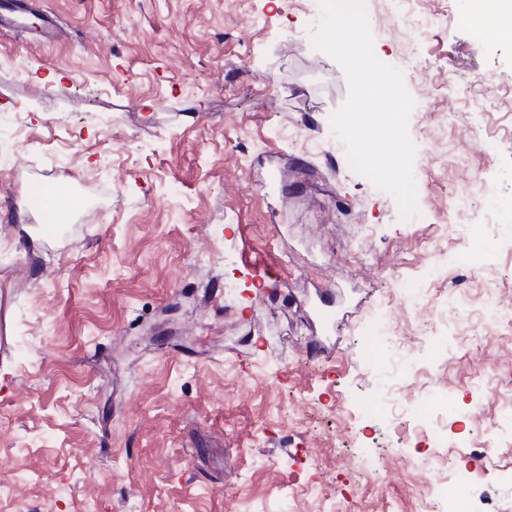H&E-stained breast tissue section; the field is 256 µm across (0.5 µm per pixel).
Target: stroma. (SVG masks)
Returning <instances> with one entry per match:
<instances>
[{
    "instance_id": "obj_1",
    "label": "stroma",
    "mask_w": 512,
    "mask_h": 512,
    "mask_svg": "<svg viewBox=\"0 0 512 512\" xmlns=\"http://www.w3.org/2000/svg\"><path fill=\"white\" fill-rule=\"evenodd\" d=\"M468 2L417 0L439 23L416 40L366 0L376 57L412 56L406 86L429 102L408 121L406 220L325 144L347 82L311 47L318 0H32L62 40L0 30V131L26 132L0 158V512H324L311 490L331 481L356 512H422L433 451L373 410L390 354L365 338L396 279L459 249L443 200L468 172L491 180L501 221L466 302L512 283V43L483 36ZM55 184L85 201L71 223L54 221ZM36 202L43 235L15 246ZM257 258L275 275L255 277ZM323 283L342 329L312 367L299 354ZM434 310L394 316L421 365L398 398L476 403L448 435L480 441L512 399V337L465 326L423 365ZM364 449L377 477L354 464ZM460 463L463 512H512V430Z\"/></svg>"
}]
</instances>
